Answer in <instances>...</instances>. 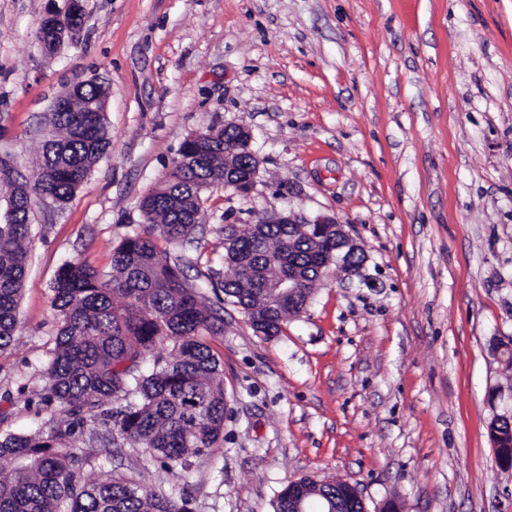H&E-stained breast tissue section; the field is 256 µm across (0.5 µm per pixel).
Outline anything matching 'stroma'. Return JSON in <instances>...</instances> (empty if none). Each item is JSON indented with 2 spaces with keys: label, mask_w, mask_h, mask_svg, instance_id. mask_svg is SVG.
<instances>
[{
  "label": "stroma",
  "mask_w": 512,
  "mask_h": 512,
  "mask_svg": "<svg viewBox=\"0 0 512 512\" xmlns=\"http://www.w3.org/2000/svg\"><path fill=\"white\" fill-rule=\"evenodd\" d=\"M68 0H0V155L32 168L44 114L74 84L107 89L112 146L63 205L35 202L0 434L49 432L43 400L69 261L109 270L143 232L138 203L181 144L242 125L261 165L242 196L217 184L192 243L166 250L204 288L224 224L271 211L347 224L360 276L329 273L278 335L225 305L224 444L174 473L91 435L86 479L185 489L191 512H274L291 481L343 480L367 512H512V469L488 425L512 407V0H86L79 39L37 38Z\"/></svg>",
  "instance_id": "35a3bbf8"
}]
</instances>
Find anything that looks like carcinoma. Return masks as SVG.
I'll return each mask as SVG.
<instances>
[{
	"instance_id": "obj_1",
	"label": "carcinoma",
	"mask_w": 512,
	"mask_h": 512,
	"mask_svg": "<svg viewBox=\"0 0 512 512\" xmlns=\"http://www.w3.org/2000/svg\"><path fill=\"white\" fill-rule=\"evenodd\" d=\"M106 97L95 78L77 87L71 110L47 113L58 137L46 141L36 166L0 178L8 189L0 219V351L10 347L26 274L35 198L64 204L87 182L112 144L105 113L88 112ZM224 182V128L208 126L182 143L159 187L139 202L147 229L112 250L104 273L82 262L61 266L52 286L60 329L45 376L61 420L47 434L0 435V512H189L174 497L110 470L83 477L87 457L73 448L92 425L105 448H140L166 471L186 472L191 458L224 442V370L208 339L224 335V303L241 308L254 331L278 334L300 310L263 288L300 271L303 303L316 262L336 242L310 236L304 224H256L227 248L230 275H207L218 305L206 304L178 261L156 243L193 239L202 195ZM123 304L117 305L116 298ZM324 512L336 510V488L320 487Z\"/></svg>"
}]
</instances>
